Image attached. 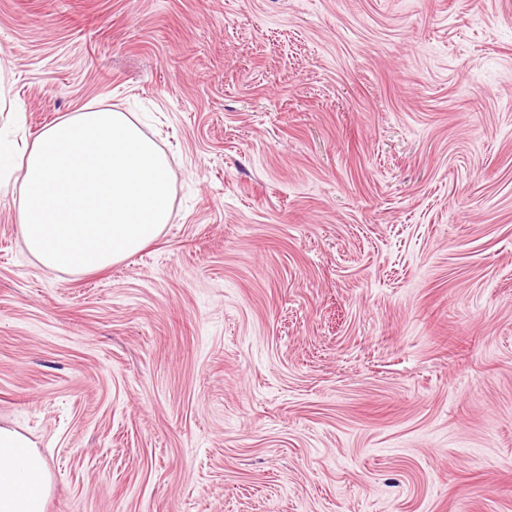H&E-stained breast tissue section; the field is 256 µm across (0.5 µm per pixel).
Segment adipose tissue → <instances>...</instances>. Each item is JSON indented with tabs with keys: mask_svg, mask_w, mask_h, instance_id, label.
<instances>
[{
	"mask_svg": "<svg viewBox=\"0 0 512 512\" xmlns=\"http://www.w3.org/2000/svg\"><path fill=\"white\" fill-rule=\"evenodd\" d=\"M51 475L36 444L0 427V512H45Z\"/></svg>",
	"mask_w": 512,
	"mask_h": 512,
	"instance_id": "obj_1",
	"label": "adipose tissue"
}]
</instances>
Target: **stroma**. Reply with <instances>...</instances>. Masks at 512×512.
<instances>
[{"mask_svg":"<svg viewBox=\"0 0 512 512\" xmlns=\"http://www.w3.org/2000/svg\"><path fill=\"white\" fill-rule=\"evenodd\" d=\"M0 74L12 140L128 112L173 183L91 273L0 187L45 512H512V0H0Z\"/></svg>","mask_w":512,"mask_h":512,"instance_id":"obj_1","label":"stroma"}]
</instances>
